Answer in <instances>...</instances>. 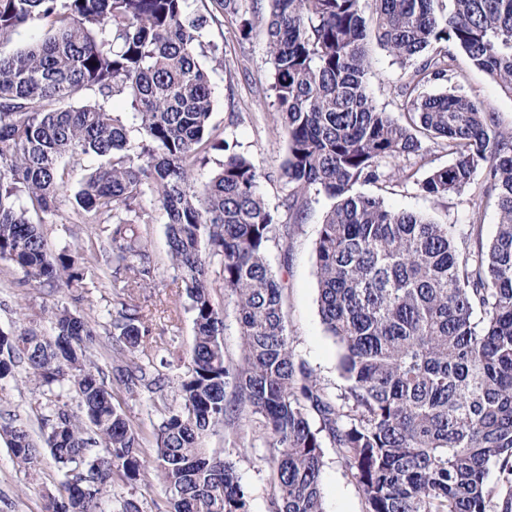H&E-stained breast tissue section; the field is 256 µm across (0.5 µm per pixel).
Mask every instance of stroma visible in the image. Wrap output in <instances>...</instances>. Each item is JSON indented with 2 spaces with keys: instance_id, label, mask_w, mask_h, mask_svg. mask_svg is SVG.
<instances>
[{
  "instance_id": "1",
  "label": "stroma",
  "mask_w": 512,
  "mask_h": 512,
  "mask_svg": "<svg viewBox=\"0 0 512 512\" xmlns=\"http://www.w3.org/2000/svg\"><path fill=\"white\" fill-rule=\"evenodd\" d=\"M191 6L215 16L199 51L211 80L214 132L237 142L239 151L253 160L263 174L260 191L267 206L278 222L294 227L291 238L272 244L270 250L273 268L285 284L286 327L294 352L315 371L330 396L339 397L345 384L339 370L340 349L326 332L319 314L315 257L319 228L334 201L323 194L311 195L305 216L299 221L283 205L288 188L281 176V166L287 157L288 142L270 88L271 64L262 22L267 14V2L242 0V12L256 19L246 38L239 33V18L223 14L217 0H192ZM368 50L373 60L371 93L374 101L393 119L406 123L398 65L376 40H369ZM453 83L461 85L486 111L494 113L499 129L512 130V94L469 63H462L454 81H433L422 87L421 92L439 94ZM451 161L446 150L430 142L423 157L383 160L380 167L387 172V179L356 184L353 191L380 198L386 207L395 211L413 212L442 224L458 225L463 232L467 231L471 220H479L483 239L491 240L497 229L498 209L494 199L483 195L480 183L444 198L423 191L422 182L430 170ZM100 163V158L89 155L62 159V166L69 172L67 187L59 198L57 214L45 217L42 225L51 250L70 246L88 267L94 264L93 253L99 243L94 225L75 209L74 195ZM399 170L404 171V178H396ZM150 241L158 257V286L151 295L163 301L162 306L152 309L153 328L162 339L176 341L175 352L161 348L154 358L166 360L174 353L185 358L194 339L193 317L187 309L182 284L169 266L162 223L152 225ZM22 278L20 269L10 262L0 261V329L18 331L33 327L48 332L52 309L68 306L95 326L98 338L92 358L103 369H111L112 354L106 346L112 315L119 301L111 277L89 275L82 288L33 287L24 284ZM42 399L36 382L27 373H20L17 380L0 383V416L18 415L27 423L31 435H38ZM115 399L141 434L145 450H152V424L158 419L152 394L144 392L131 397L119 392ZM206 446L223 452L235 462L249 494V512H272L274 468L269 438L257 423L243 416H230L223 428L207 439ZM60 480L49 451H42L37 472L32 475L16 464L6 443L0 440V512H46L51 500L63 497ZM321 492L324 512H367L357 481L346 469L338 449L331 446L324 449ZM131 497L140 502L144 512L170 510L160 480L152 475L133 485L113 478L102 500L104 512H117L120 503Z\"/></svg>"
}]
</instances>
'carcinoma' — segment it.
Returning <instances> with one entry per match:
<instances>
[{"instance_id": "1", "label": "carcinoma", "mask_w": 512, "mask_h": 512, "mask_svg": "<svg viewBox=\"0 0 512 512\" xmlns=\"http://www.w3.org/2000/svg\"><path fill=\"white\" fill-rule=\"evenodd\" d=\"M271 89L288 136L284 206L301 212L311 189L336 200L316 243L319 312L342 350L345 386L331 398L296 358L271 244L292 235L259 192L262 172L210 129L212 87L195 49L208 18L188 0H0V45L34 21L44 37L0 51V260L35 286H81L88 269L62 247L51 254L29 210L55 214L63 158L103 163L75 194L104 238L100 267L127 288L112 316L113 381L133 397L166 400L153 372L152 330L141 294L156 287L149 244L151 195L160 203L168 258L194 324L177 404L160 411L148 457L107 375L87 356L95 329L65 306L50 332L0 330V381L25 366L47 391L40 441L0 419L16 463L36 470L49 449L62 475L64 512H101L118 475L155 473L171 512H248L235 463L205 448L226 417H257L275 468L274 512H324L323 448L339 449L367 512H512V131L459 87L425 96L456 74L459 54L512 93V0H372L378 41L402 69L409 122L380 109L362 0H268ZM127 97L141 137L111 107ZM440 139L453 157L422 189L443 197L482 173L499 222L489 243L351 193L377 182L382 159L418 156ZM224 163L200 184L210 150ZM219 267L233 298L242 356L224 357V315L211 294ZM480 314L474 320V314ZM233 395L227 396V387ZM498 467L500 487L488 484Z\"/></svg>"}]
</instances>
